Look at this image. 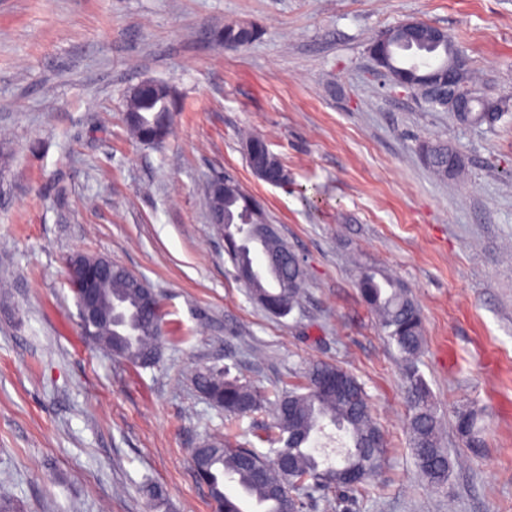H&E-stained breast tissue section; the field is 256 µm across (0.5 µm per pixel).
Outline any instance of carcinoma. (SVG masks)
<instances>
[{
    "instance_id": "1",
    "label": "carcinoma",
    "mask_w": 512,
    "mask_h": 512,
    "mask_svg": "<svg viewBox=\"0 0 512 512\" xmlns=\"http://www.w3.org/2000/svg\"><path fill=\"white\" fill-rule=\"evenodd\" d=\"M392 28L386 54L385 76L392 83L402 82L427 104L437 107L439 93L447 83L431 82L448 60V41H414L402 30ZM260 36L259 29L226 25L218 34L224 47L245 49ZM169 85L147 92L145 101H126L125 109L138 111V117L126 125L129 136L147 143L168 118L161 108L167 101ZM248 166L259 179L272 182L287 172L282 159L275 157L267 142L247 135L243 138ZM426 165L440 177H448V145L428 144L422 148ZM209 219L222 212L224 223L215 225L224 236L225 252L235 276L248 289L251 299L269 313L284 317L299 304L307 275L300 257L279 233H270L268 217L261 204L240 187L237 179L224 173V195H206ZM357 288L361 299L376 315L378 326L395 345L404 362L406 400L411 412L410 434L416 465L434 486L448 482L452 461L442 446L441 421L434 408L428 386L416 367L424 336L421 310L416 301L392 278L371 269L361 271ZM103 313L107 302L122 307V314L97 326V339L112 355L137 366L151 368L160 360L163 337L155 323H149L150 311L143 294L131 279L112 273L98 283ZM196 388L224 412L243 416L262 408L261 395L246 384L228 377L227 372L206 370L196 375ZM345 431L347 442L339 452L340 460H321L311 449L312 434L324 422ZM457 428L469 447H481L471 411L458 414ZM276 440L282 444L271 459L247 448H232L219 439H210L193 450L192 467L205 482L217 512H243L239 499L226 492V484H235L255 499L262 512H300L301 502L280 490L292 488L324 491L330 488L357 490L371 480L385 453V440L376 425L362 384L347 370L327 362H318L307 372L305 391L288 390L277 399L274 408Z\"/></svg>"
}]
</instances>
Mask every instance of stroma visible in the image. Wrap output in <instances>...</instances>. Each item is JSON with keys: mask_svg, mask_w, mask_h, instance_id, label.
Segmentation results:
<instances>
[{"mask_svg": "<svg viewBox=\"0 0 512 512\" xmlns=\"http://www.w3.org/2000/svg\"><path fill=\"white\" fill-rule=\"evenodd\" d=\"M407 20L447 30L481 95L512 110V0H0V499L212 512L193 448L277 445L271 410L227 421L196 373L228 371L272 401L322 361L363 383L388 447L363 489L315 493L301 512H512V121L460 124L376 71L370 37ZM234 23L260 38L225 49L217 35ZM146 79L181 97L159 146L124 123ZM245 132L285 162L287 184L253 175ZM435 142L462 153L458 177L425 164L420 146ZM225 170L304 261L290 315L252 302L209 224L204 186ZM76 253L154 288L156 366L84 336L65 265ZM366 268L421 309L445 487L416 465L401 361L356 287ZM462 409L479 415L481 455L457 430Z\"/></svg>", "mask_w": 512, "mask_h": 512, "instance_id": "obj_1", "label": "stroma"}]
</instances>
